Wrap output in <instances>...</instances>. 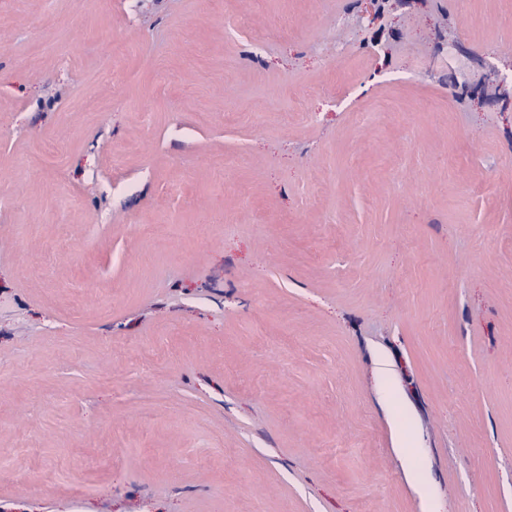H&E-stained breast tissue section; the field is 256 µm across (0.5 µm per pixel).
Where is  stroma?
<instances>
[{
	"instance_id": "1",
	"label": "stroma",
	"mask_w": 512,
	"mask_h": 512,
	"mask_svg": "<svg viewBox=\"0 0 512 512\" xmlns=\"http://www.w3.org/2000/svg\"><path fill=\"white\" fill-rule=\"evenodd\" d=\"M0 512H512V0H0Z\"/></svg>"
}]
</instances>
